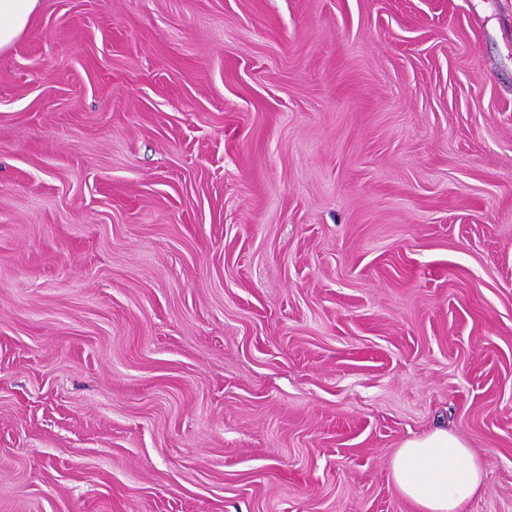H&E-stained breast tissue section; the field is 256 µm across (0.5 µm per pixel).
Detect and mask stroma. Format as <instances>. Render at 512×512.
<instances>
[{
  "label": "stroma",
  "mask_w": 512,
  "mask_h": 512,
  "mask_svg": "<svg viewBox=\"0 0 512 512\" xmlns=\"http://www.w3.org/2000/svg\"><path fill=\"white\" fill-rule=\"evenodd\" d=\"M512 512V0H41L0 52V512ZM390 476L415 512H464L482 491L484 466L456 433L437 428L401 444Z\"/></svg>",
  "instance_id": "stroma-1"
}]
</instances>
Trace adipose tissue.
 I'll list each match as a JSON object with an SVG mask.
<instances>
[{"instance_id": "ef3b65f1", "label": "adipose tissue", "mask_w": 512, "mask_h": 512, "mask_svg": "<svg viewBox=\"0 0 512 512\" xmlns=\"http://www.w3.org/2000/svg\"><path fill=\"white\" fill-rule=\"evenodd\" d=\"M41 0H0V51L26 33ZM391 480L415 512H464L480 495L484 466L454 432L437 428L405 440L390 460Z\"/></svg>"}]
</instances>
